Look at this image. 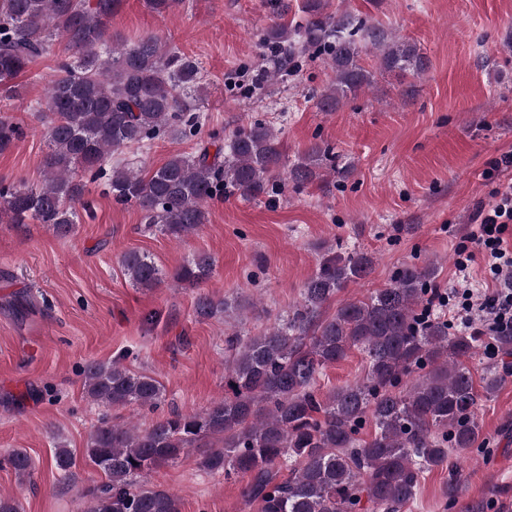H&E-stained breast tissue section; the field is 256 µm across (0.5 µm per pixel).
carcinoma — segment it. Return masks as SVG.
<instances>
[{
  "mask_svg": "<svg viewBox=\"0 0 512 512\" xmlns=\"http://www.w3.org/2000/svg\"><path fill=\"white\" fill-rule=\"evenodd\" d=\"M120 0H0V95L20 93L11 81L61 38L69 55L45 94L44 182L0 183V223L35 220L56 236L75 229L76 205L87 206L88 183L107 178L116 202L136 207L147 227L176 241L208 222L209 202L224 195L255 201L283 188V153L277 132L261 121L238 128L226 140L214 133L190 154H175L149 174L107 158L165 137L192 140L200 133L199 64L145 35L125 48L112 42L110 21ZM328 0H305L302 39L275 18L262 40L274 68L256 74L273 80L288 58L311 49L327 55L333 83L316 97V108L334 112L374 82L358 58L361 43L379 52L385 70L419 74L428 65L416 45L389 38L383 29L361 26L347 14L327 11ZM24 135L20 124L0 115V152ZM215 150H210V147ZM336 171L331 147L310 143L287 172L295 185ZM374 257L360 250L326 249L304 283L301 302L277 325L254 336L226 340L224 397L191 412L172 410L140 429L103 417L89 433L86 461L105 480L89 489L81 512H180L178 498L149 485L152 471L178 460L198 442L220 446L204 454L202 470L250 477L246 495L260 512H355L367 497L371 512H400L416 496L424 475L448 462V448L466 450L479 437L476 410L505 380L512 331L490 340L501 359L475 380L465 360L473 358L484 331L448 333L438 316L422 322L434 265L405 264L388 287L364 300L341 304L330 317L324 306L351 283L366 279ZM121 267L136 288H200L213 276V259L199 253L167 273L147 254L128 250ZM229 302L197 295L194 313L210 319ZM361 350L366 378L322 396V370ZM86 395L107 407L157 408L161 383L134 372L121 360L91 361L81 371ZM373 432L358 438L366 424ZM54 467L64 480L74 464L65 444L55 446ZM288 478L278 480L282 466ZM22 478L35 464L16 448L0 458Z\"/></svg>",
  "mask_w": 512,
  "mask_h": 512,
  "instance_id": "obj_1",
  "label": "carcinoma"
}]
</instances>
